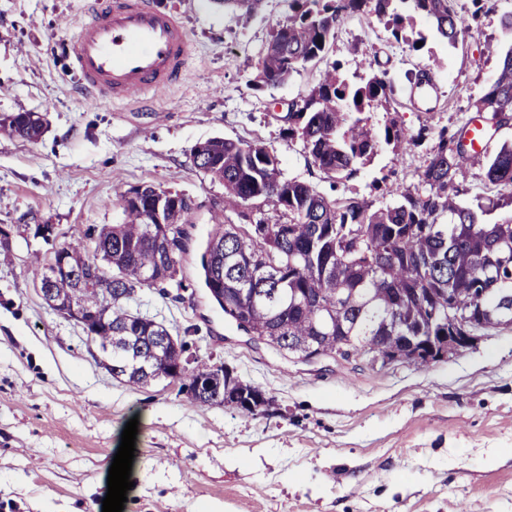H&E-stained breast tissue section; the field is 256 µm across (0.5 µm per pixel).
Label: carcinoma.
<instances>
[{
    "label": "carcinoma",
    "instance_id": "cac0c4a2",
    "mask_svg": "<svg viewBox=\"0 0 512 512\" xmlns=\"http://www.w3.org/2000/svg\"><path fill=\"white\" fill-rule=\"evenodd\" d=\"M248 19L261 0H216ZM294 15L273 29L254 79L257 87L290 80L300 67L325 54L336 29L353 13L368 12L415 51L425 41L407 35L414 18L430 22L437 36L454 45L473 30L454 8V0H292ZM357 66L366 71L352 83L333 62L321 72L309 93L288 113V136L300 140L310 163L336 184L352 179L371 164L379 150L394 152L418 144L432 133L424 124L413 135L392 120L379 133L365 116L373 105L390 104L391 86L366 53ZM484 132L512 121V47L503 55L497 77L474 102ZM23 113L0 116V130L11 135ZM462 127L453 134L441 128L429 157L411 187H388L393 202L373 208L356 192L335 198L310 182L286 179L277 156L264 145L223 137L198 144L195 169L224 184V209L236 219L210 232L200 257L206 288L224 290V299L239 310L230 322L254 336H273L286 351L315 344L331 353L341 337L348 349L386 353L394 336H436L447 309L434 304L455 294L462 304L477 307L493 299L512 310V212L489 222L485 216L512 208V145L504 144L476 159L468 156ZM36 142L41 132L22 133ZM479 166L494 196L459 202L468 169ZM124 224L103 225L91 235L93 246L76 239L59 251L71 264L54 270L35 262L34 278L47 283L57 306L92 305L99 317L87 338L112 354L107 370L131 386L149 380L135 368L134 358L149 356L159 338L169 335L161 324L130 312L126 303L156 276L173 270L165 284L183 287V250L172 256L150 237L147 210L127 204ZM220 262L219 279L210 284L209 261ZM102 268L91 284L78 287L76 271ZM489 289L488 297L473 292ZM112 301L104 302L103 292ZM480 332L512 329V314L492 312L478 322ZM181 391L202 405H213V388L221 385L213 365H198L179 376Z\"/></svg>",
    "mask_w": 512,
    "mask_h": 512
}]
</instances>
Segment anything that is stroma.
I'll use <instances>...</instances> for the list:
<instances>
[{
	"label": "stroma",
	"mask_w": 512,
	"mask_h": 512,
	"mask_svg": "<svg viewBox=\"0 0 512 512\" xmlns=\"http://www.w3.org/2000/svg\"><path fill=\"white\" fill-rule=\"evenodd\" d=\"M177 13L190 58L180 80L147 103L105 104L83 96L68 51L87 0H0V115L45 116L41 138L0 131V225L12 235L0 255V512H102L108 471L130 419H138L123 512H512V330L420 365H370L365 358L306 363L252 341L210 302L195 255L224 186L192 165L212 137L258 142L284 177L335 197L352 189L381 207L380 181L416 184L430 142L383 148L347 187H334L285 134L278 103L308 94L327 63L353 73V48L377 55L397 120L456 131L512 47L501 19L512 0H488L477 31L456 45L416 19L414 52L363 13L347 17L322 60L284 84H253L269 34L291 0H263L249 19L214 0H151ZM438 80L429 101L411 100V73ZM154 185L198 204L185 287L145 288L132 311L184 343L189 363L224 365L271 404L248 412L199 405L176 381L131 387L104 367L80 325L52 310L31 273L66 241L125 220L119 192ZM51 225L42 235L38 226Z\"/></svg>",
	"instance_id": "1"
}]
</instances>
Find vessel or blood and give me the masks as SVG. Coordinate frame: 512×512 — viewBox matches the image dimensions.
<instances>
[{
  "instance_id": "obj_1",
  "label": "vessel or blood",
  "mask_w": 512,
  "mask_h": 512,
  "mask_svg": "<svg viewBox=\"0 0 512 512\" xmlns=\"http://www.w3.org/2000/svg\"><path fill=\"white\" fill-rule=\"evenodd\" d=\"M189 54L185 27L150 0H94L70 41L87 96L154 99L181 77Z\"/></svg>"
}]
</instances>
